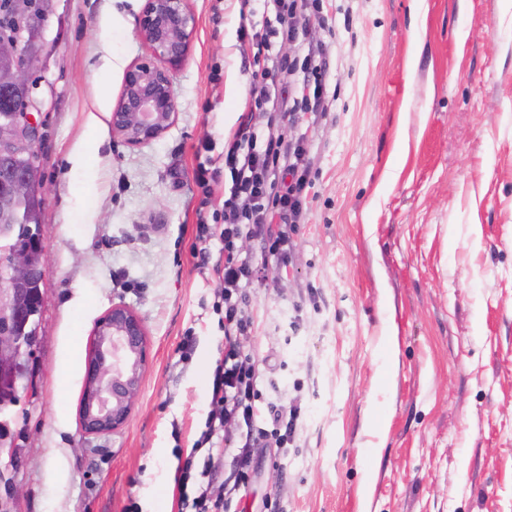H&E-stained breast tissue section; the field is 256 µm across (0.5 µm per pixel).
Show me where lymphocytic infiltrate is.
<instances>
[{"label": "lymphocytic infiltrate", "mask_w": 512, "mask_h": 512, "mask_svg": "<svg viewBox=\"0 0 512 512\" xmlns=\"http://www.w3.org/2000/svg\"><path fill=\"white\" fill-rule=\"evenodd\" d=\"M264 33L249 45L254 58L266 68L254 72L250 95L256 105L270 102L283 114L310 107H323V67L314 54H307L303 67L289 63L277 45L299 38L309 8L307 0H262ZM306 149L302 140L259 133L252 113H242L232 137L224 145V224L198 226V237L219 239L222 256L213 263L212 274L224 283L216 310L224 327V353L212 370L211 410L205 429L193 443V452L178 463L180 512H232L233 501L246 486L253 471L251 450L258 438L273 435L278 447L293 440L300 409L296 405L262 404L258 374L238 342L247 330L248 316L241 294L249 287L253 270L237 248L240 239L261 238L264 254L283 258L290 234L305 211L304 192L310 187ZM270 415L273 430L261 427ZM234 445L232 485H213L211 478L223 463L222 451L208 453L196 464L194 453L210 444L214 436Z\"/></svg>", "instance_id": "1"}]
</instances>
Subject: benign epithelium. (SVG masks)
Instances as JSON below:
<instances>
[{"instance_id": "benign-epithelium-1", "label": "benign epithelium", "mask_w": 512, "mask_h": 512, "mask_svg": "<svg viewBox=\"0 0 512 512\" xmlns=\"http://www.w3.org/2000/svg\"><path fill=\"white\" fill-rule=\"evenodd\" d=\"M18 36L0 37V84L30 92L40 52H24L22 43L39 19L53 9L51 0H16ZM194 16L187 0H146L138 21L149 53L126 71L121 98L112 110V133L130 146L148 144L172 124L173 72L186 58ZM43 121L38 102L27 96L16 112L0 122V159L24 175L0 196V412L19 399L39 342L38 311L43 294L33 290L46 272L44 229L27 221V206L45 195L38 147ZM147 361L140 319L123 305L95 325L88 352L87 379L80 402L81 428L108 433L122 426L138 394ZM14 479L0 470V512H13Z\"/></svg>"}]
</instances>
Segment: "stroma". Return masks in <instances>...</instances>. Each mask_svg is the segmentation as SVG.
I'll return each instance as SVG.
<instances>
[{"label":"stroma","mask_w":512,"mask_h":512,"mask_svg":"<svg viewBox=\"0 0 512 512\" xmlns=\"http://www.w3.org/2000/svg\"><path fill=\"white\" fill-rule=\"evenodd\" d=\"M146 0H55L42 102L47 271L39 343L5 418L14 512H177L167 481L210 410L224 347L222 285L192 252L219 224L241 113L303 138L312 186L282 263L240 242L255 275L243 351L264 401L302 406L288 448L262 439L248 512H512V0H319L303 59L324 50L326 111L255 107L259 26L238 0H188L170 127L141 147L112 133L126 71L147 55ZM122 303L149 361L127 422L84 434L95 322ZM194 338L189 358L178 345Z\"/></svg>","instance_id":"stroma-1"}]
</instances>
